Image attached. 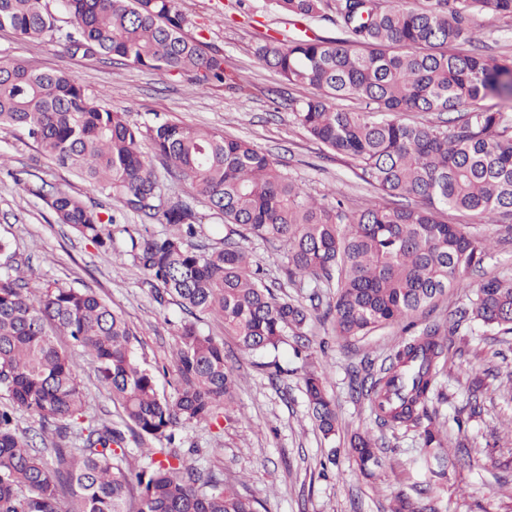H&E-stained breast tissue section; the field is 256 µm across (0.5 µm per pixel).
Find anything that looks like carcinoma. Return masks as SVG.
I'll list each match as a JSON object with an SVG mask.
<instances>
[{
	"label": "carcinoma",
	"mask_w": 512,
	"mask_h": 512,
	"mask_svg": "<svg viewBox=\"0 0 512 512\" xmlns=\"http://www.w3.org/2000/svg\"><path fill=\"white\" fill-rule=\"evenodd\" d=\"M286 13L314 19L331 12L342 40H270L256 58L292 85L314 90L293 101L295 118L327 149L358 163L382 197L349 212L324 204L254 144L187 124L139 125L104 104L75 76L24 61L0 60V130H20L47 158L86 181L126 213L155 218L162 233L130 229L114 215L47 183L23 190L45 201L56 223L71 227L112 262L128 256L149 276L156 301L175 300L185 317L173 364L180 383L159 393L156 374L134 351L137 331L88 289L56 282L29 287L12 265L0 269V512H261L260 500L234 484L203 478L171 451L187 424L229 416L237 374L224 343L202 326L213 316L245 352L272 355L296 339L302 354L317 289L336 286L328 303L332 329L344 339L401 324L410 338L379 373L355 382L376 419L417 428L423 447L444 442L429 404L446 361L442 327L418 328L414 317L448 294L460 276L482 265L488 244L444 210L479 222L512 216V113L477 107L490 95H512V59L459 46L471 43L475 15L512 17V0H270ZM68 28L45 0H0V29L29 39L62 40L72 54L104 57L186 78L198 89L239 88L224 55L186 32L175 0H58ZM352 96L360 112L333 99ZM465 113L446 125L407 124L403 112ZM151 145L157 169L140 150ZM186 179L220 215L223 236L195 242L201 220L164 177ZM257 240L283 253L288 284L310 288L305 304L267 285L245 247ZM489 331L512 332V279L482 282L469 309L459 311ZM87 356L99 388L121 409L132 437L155 444L135 466L125 433L89 414L84 388L59 345ZM311 416L326 439L336 435V410L320 375L305 378ZM50 434L49 456L19 428V413ZM351 453L373 477L376 443L359 433Z\"/></svg>",
	"instance_id": "carcinoma-1"
}]
</instances>
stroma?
Listing matches in <instances>:
<instances>
[{"label": "stroma", "instance_id": "stroma-1", "mask_svg": "<svg viewBox=\"0 0 512 512\" xmlns=\"http://www.w3.org/2000/svg\"><path fill=\"white\" fill-rule=\"evenodd\" d=\"M190 22L187 33L224 53L240 89L221 85L199 90L191 82L135 65L70 53L63 43L31 40L0 30V57L36 62L40 68L74 75L127 120H169L246 139L277 157L289 177L315 198L333 194L363 207L377 191L358 175L354 160L335 154L312 140L294 117L291 100L308 96L303 87L286 84L274 69L254 55L266 37L334 40L342 33L326 18L293 21L269 0H177ZM477 41L472 51L498 59L512 58V18L491 12L472 21ZM45 180L87 201L100 196L66 169L50 165L24 135L0 131V237L12 243V263L22 266L32 283L58 282L87 288L121 311L138 333L136 354L162 368L161 391L172 393L179 381L172 362L177 327L183 316L175 303L159 305L148 276L130 258L112 264L89 241L56 223L40 199L14 182ZM442 220L465 225L476 240H489L491 250L480 266L463 274L456 288L427 308L419 320L448 326L451 312L469 307L483 280L512 278V227L507 222L479 224L456 211ZM206 328L222 338L224 350L240 374L230 418L215 425H189L180 433L179 451L212 479L242 482L260 499L263 512H391L397 497L420 500L422 489L437 512H512V334H492L474 321L460 322L448 335V362L439 376L441 397L435 421L448 437L440 458L427 453L416 430L380 425L367 398L351 390L354 377L380 368L405 340L402 325L382 327L368 336L346 341L334 336L324 309H316L307 337L310 357H295L285 348L279 360L286 373L270 379L258 358L242 353L226 337L220 320L207 318ZM71 359L87 394L92 415L120 424L105 393L99 390L85 356ZM322 375L336 403V436L323 439L309 416L305 378ZM480 384L481 412H470L469 389ZM382 442L377 476H360L349 442L358 432ZM446 476L430 484L432 471Z\"/></svg>", "mask_w": 512, "mask_h": 512}]
</instances>
